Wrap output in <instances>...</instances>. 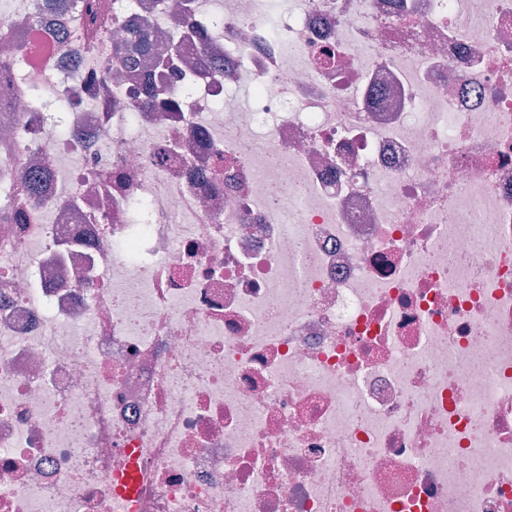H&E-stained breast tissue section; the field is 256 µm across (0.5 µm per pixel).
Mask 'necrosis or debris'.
<instances>
[{
	"label": "necrosis or debris",
	"mask_w": 512,
	"mask_h": 512,
	"mask_svg": "<svg viewBox=\"0 0 512 512\" xmlns=\"http://www.w3.org/2000/svg\"><path fill=\"white\" fill-rule=\"evenodd\" d=\"M54 19L66 111L0 73V512H512V0H221L176 112Z\"/></svg>",
	"instance_id": "4bbe7bcc"
}]
</instances>
